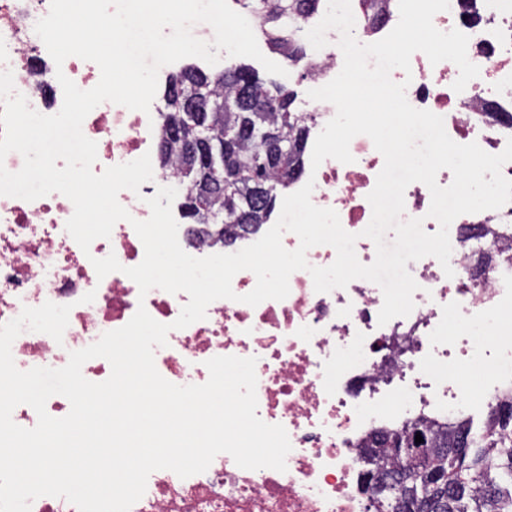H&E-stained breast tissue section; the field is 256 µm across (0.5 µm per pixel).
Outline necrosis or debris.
Listing matches in <instances>:
<instances>
[{"label": "necrosis or debris", "mask_w": 512, "mask_h": 512, "mask_svg": "<svg viewBox=\"0 0 512 512\" xmlns=\"http://www.w3.org/2000/svg\"><path fill=\"white\" fill-rule=\"evenodd\" d=\"M380 16L355 13L354 35L369 44L384 38L399 20L398 0H383ZM51 0H0V71H12L16 92L29 108L56 114L63 103L57 72L80 89L100 79L94 62L76 56L55 65L34 27L50 11ZM442 32L460 30L469 38V60L479 68L462 92L450 61L431 64L424 53L411 57V69L395 71L394 82H407L410 105L444 120L447 134L460 144L477 143L485 152L501 153L512 138V0H449L435 14ZM322 49L306 47L304 77L315 88L339 73L340 34L329 30ZM97 144L95 173L133 161L158 157L162 139L158 107L130 110L111 102L95 107L82 124ZM353 163L324 160L304 166L289 184L296 192L313 183L311 201L337 212L341 225L355 234L362 264L376 256L362 232L372 219L367 199L384 166V158L365 135L349 146ZM173 172L154 170L139 191H121L120 204L132 216L117 222L110 237L82 250L66 230L72 202L54 192L28 202L0 195V324L23 307L45 302L70 305L62 341L23 331L13 342L18 369L61 368L72 351L96 342L103 333L123 327L145 306L158 322L171 323L189 300L186 293L151 289L140 294L124 273L141 263L144 247L132 220H147V204L158 188L179 187ZM210 233L178 227L181 248L191 256L230 254L258 241L260 232L241 234L234 243ZM452 246L446 276L431 256L408 262L418 285L414 308L405 317L379 324L381 288L356 279L327 293L314 289L308 270L289 278V295L257 306L240 295L256 285L255 275L238 272L232 280L236 300L212 302L203 320L168 333L166 346L154 351L155 366L167 381L206 383L205 366L215 356L256 358L257 416L282 425L292 449L286 471L246 470L226 453L209 468L188 478L167 469L152 472L144 495L131 512H368L370 492L359 459L363 441L378 430L402 428L425 417L438 422L468 415L475 406L492 411L498 396L512 391V202L497 210L458 216L450 225ZM115 255L123 269L98 277L92 258ZM92 303H82L87 292ZM456 332H449V321Z\"/></svg>", "instance_id": "1"}]
</instances>
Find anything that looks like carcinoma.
I'll use <instances>...</instances> for the list:
<instances>
[{
	"instance_id": "obj_1",
	"label": "carcinoma",
	"mask_w": 512,
	"mask_h": 512,
	"mask_svg": "<svg viewBox=\"0 0 512 512\" xmlns=\"http://www.w3.org/2000/svg\"><path fill=\"white\" fill-rule=\"evenodd\" d=\"M247 15H260L273 28H291L300 17L320 10L323 0H235ZM207 98L210 124L205 137L214 149L232 158L224 169V189L204 195L187 169L193 164L171 132L175 120L196 123V113L176 96ZM160 112L163 143L161 165L171 168L186 186L182 208L192 224H222L224 231L266 224L282 189L302 171L311 127L310 117L295 112L293 94L283 85H265L245 66L224 70L222 78L187 67L171 78L163 93ZM274 130L284 149V162H266L268 143L263 136ZM263 184L266 195L257 193ZM489 433L479 438L469 423H448L438 428L419 419L401 431L373 440L375 453L365 454L367 472H389L395 484L372 492L375 512H512V400L490 415ZM424 443L405 467L391 447L412 446L415 436ZM456 496L448 497V485Z\"/></svg>"
}]
</instances>
